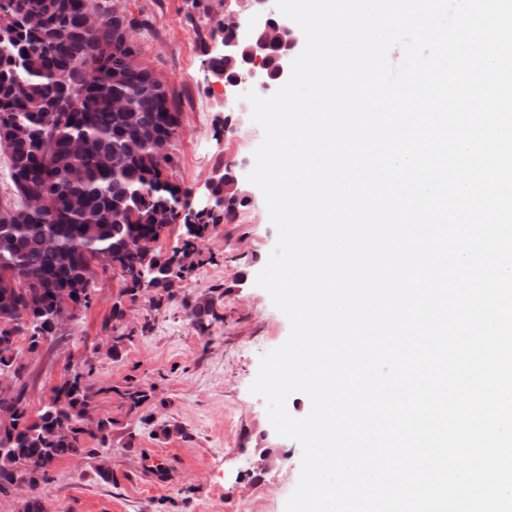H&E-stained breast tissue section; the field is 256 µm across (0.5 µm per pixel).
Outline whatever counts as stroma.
<instances>
[{"mask_svg": "<svg viewBox=\"0 0 512 512\" xmlns=\"http://www.w3.org/2000/svg\"><path fill=\"white\" fill-rule=\"evenodd\" d=\"M141 20L134 37L143 63L179 100L181 127L170 146L174 182L202 194L216 162L235 175L233 219L210 227L197 246L204 260L175 279L169 293L145 292L128 320L122 355L106 352L102 326L121 283L96 278L93 300L59 338L24 354L26 401L38 413L70 357L93 367V403L112 419L106 451L59 461L45 489L49 512H284L300 473L301 449L272 428L262 397L249 387L259 359L289 334L287 318L256 286L276 242L261 191L247 175L263 139L250 106L225 100L200 50L225 10L248 22V0H110ZM215 296L218 321L199 336L187 304ZM150 390L140 414L123 399L128 386ZM167 425L169 436L143 433L140 416ZM111 467L114 481L96 476Z\"/></svg>", "mask_w": 512, "mask_h": 512, "instance_id": "obj_1", "label": "stroma"}]
</instances>
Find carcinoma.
<instances>
[{
	"instance_id": "cac0c4a2",
	"label": "carcinoma",
	"mask_w": 512,
	"mask_h": 512,
	"mask_svg": "<svg viewBox=\"0 0 512 512\" xmlns=\"http://www.w3.org/2000/svg\"><path fill=\"white\" fill-rule=\"evenodd\" d=\"M113 13L96 0H0V16L9 19L0 39V130L13 131L7 147L18 198L0 205V239L13 244L0 256V320L31 321L29 327H0V370L15 369L24 388L22 351L9 337L24 332L27 351L34 353L58 334L62 298L77 309L89 307L96 256L112 255L130 274L120 292L124 300L114 303L112 322L103 325L114 331L125 303L150 288L160 296L169 291L172 277L183 270L179 254L211 225L229 219L237 203L235 180L221 175L213 181V209L191 220L181 216L191 190L171 181L165 170L174 159L162 152L180 128L176 97L152 70L127 68L124 53L112 49ZM252 46L241 42L233 54L210 59V66L233 81L248 69ZM281 64V50L272 42L265 58L270 83L286 77ZM95 67L127 74L118 85L99 87L85 80ZM132 137L140 139L138 151L112 166V155ZM176 225L184 235L181 249L169 254L136 246L161 239ZM187 317L205 335L217 318L214 297L187 305ZM86 378L53 388L35 417L25 399L11 404V427L0 430V492L26 477L22 512H47L51 471L66 457L92 454L86 437L108 444L111 418L85 426L93 405ZM149 398L148 391L129 387L127 412H137Z\"/></svg>"
}]
</instances>
